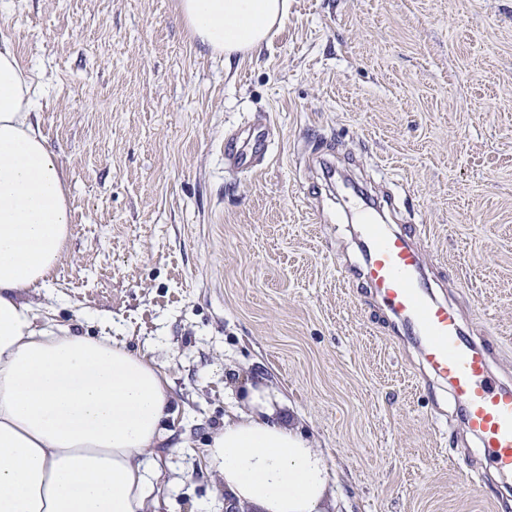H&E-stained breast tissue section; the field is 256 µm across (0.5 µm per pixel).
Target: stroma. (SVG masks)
I'll use <instances>...</instances> for the list:
<instances>
[{"label":"stroma","instance_id":"stroma-1","mask_svg":"<svg viewBox=\"0 0 512 512\" xmlns=\"http://www.w3.org/2000/svg\"><path fill=\"white\" fill-rule=\"evenodd\" d=\"M177 0H0V46L42 84L72 234L38 321L162 371L156 512H225L208 443L243 382L328 470L324 512H512L442 385L359 277L316 156L412 220L436 297L512 382V0H288L232 66ZM270 126L251 173L227 134Z\"/></svg>","mask_w":512,"mask_h":512}]
</instances>
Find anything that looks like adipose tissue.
Listing matches in <instances>:
<instances>
[{"label":"adipose tissue","mask_w":512,"mask_h":512,"mask_svg":"<svg viewBox=\"0 0 512 512\" xmlns=\"http://www.w3.org/2000/svg\"><path fill=\"white\" fill-rule=\"evenodd\" d=\"M191 38L232 59L259 49L288 0H178ZM38 93L0 48V512H148L169 393L146 356L108 336L39 325L28 296L47 284L71 232L60 164L33 120ZM245 410L208 446L225 493L255 512H321L322 457L278 419L272 393L246 386Z\"/></svg>","instance_id":"obj_1"}]
</instances>
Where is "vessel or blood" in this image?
<instances>
[{
	"label": "vessel or blood",
	"instance_id": "1",
	"mask_svg": "<svg viewBox=\"0 0 512 512\" xmlns=\"http://www.w3.org/2000/svg\"><path fill=\"white\" fill-rule=\"evenodd\" d=\"M270 129L254 123L224 142V164L251 172L265 159ZM371 203L356 206L361 275L403 326L427 376L445 386L490 469L512 477V383L492 369L485 346L466 335L457 314L437 299L411 235L377 223Z\"/></svg>",
	"mask_w": 512,
	"mask_h": 512
}]
</instances>
